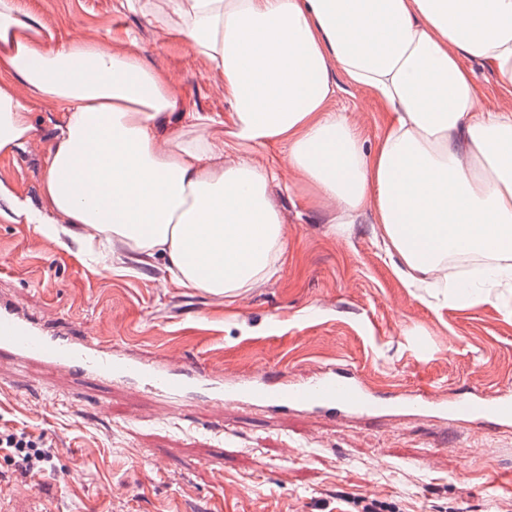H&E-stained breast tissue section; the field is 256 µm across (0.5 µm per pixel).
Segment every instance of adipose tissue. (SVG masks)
I'll return each mask as SVG.
<instances>
[{
  "mask_svg": "<svg viewBox=\"0 0 512 512\" xmlns=\"http://www.w3.org/2000/svg\"><path fill=\"white\" fill-rule=\"evenodd\" d=\"M196 54L224 76L239 145L280 144L332 224L373 213L414 288L448 285L463 257L512 282V113L486 107L466 61L512 94V0H162ZM371 92L386 130L366 150L331 110L333 70ZM61 107L45 157L43 207L87 241L219 298L270 279L288 243L274 168L225 160L214 119L168 75L111 43H57L17 0H0V157L32 140L30 98Z\"/></svg>",
  "mask_w": 512,
  "mask_h": 512,
  "instance_id": "adipose-tissue-1",
  "label": "adipose tissue"
}]
</instances>
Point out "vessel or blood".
<instances>
[{
	"instance_id": "1",
	"label": "vessel or blood",
	"mask_w": 512,
	"mask_h": 512,
	"mask_svg": "<svg viewBox=\"0 0 512 512\" xmlns=\"http://www.w3.org/2000/svg\"><path fill=\"white\" fill-rule=\"evenodd\" d=\"M0 348L20 361H37L58 371L91 374L110 383L132 381L168 399L204 388L216 403L236 407L296 409L339 416H376L409 407L436 413L452 428L474 421L512 423L511 395L489 399L472 393L447 400L422 387L388 403L348 367H324L311 381L298 385L274 383L267 373L211 384L197 362L189 361L177 368L163 360L147 363L85 336L54 333L17 305L5 301H0Z\"/></svg>"
}]
</instances>
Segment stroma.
Listing matches in <instances>:
<instances>
[{"label":"stroma","mask_w":512,"mask_h":512,"mask_svg":"<svg viewBox=\"0 0 512 512\" xmlns=\"http://www.w3.org/2000/svg\"><path fill=\"white\" fill-rule=\"evenodd\" d=\"M56 40L115 36L165 71L194 111L228 116L224 76L147 0H17ZM333 107L373 149L386 114L334 72ZM35 133L0 158V298L43 322L69 324L146 360L200 363L216 380L282 372L303 382L348 365L378 391L512 392V289L477 305L419 296L396 275L372 215L328 225L280 145L243 146L237 160L277 164L271 187L288 248L266 283L232 299L171 285L164 262L139 263L14 220L11 196L40 207L55 103L31 100ZM0 429L43 434L54 472L12 471L9 512H359L374 498L395 512H512V427L446 430L429 414L336 417L224 407L194 392L170 403L135 383L50 372L0 353Z\"/></svg>","instance_id":"1"}]
</instances>
